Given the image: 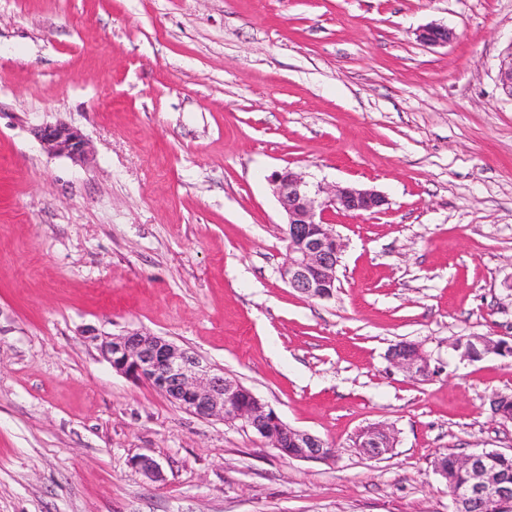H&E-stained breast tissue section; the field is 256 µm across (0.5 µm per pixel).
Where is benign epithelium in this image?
I'll list each match as a JSON object with an SVG mask.
<instances>
[{
  "label": "benign epithelium",
  "mask_w": 512,
  "mask_h": 512,
  "mask_svg": "<svg viewBox=\"0 0 512 512\" xmlns=\"http://www.w3.org/2000/svg\"><path fill=\"white\" fill-rule=\"evenodd\" d=\"M454 34L442 25L419 31V40L429 46H444ZM36 138L51 154L75 161L88 154V144L76 128L58 121L35 129ZM274 193L286 219L287 258L279 269L280 278L298 293L329 300L336 293L337 267L343 243L331 217L337 214H376L384 210L387 198L374 189L346 184L325 186L312 182L290 167L270 176ZM101 355L116 371L152 385L180 408L205 419L225 422L241 420L275 447L292 446L290 457L324 459L334 456L320 437L295 429L267 404L224 370L203 361L195 353L162 336L139 330L122 335L92 333ZM390 364L414 378L430 371L427 354L416 343H400L388 351ZM395 435L382 425L359 434L358 448L371 459L391 451ZM485 448L459 459L468 480L455 493L469 504L496 500L506 512L512 509V485L485 467Z\"/></svg>",
  "instance_id": "obj_1"
}]
</instances>
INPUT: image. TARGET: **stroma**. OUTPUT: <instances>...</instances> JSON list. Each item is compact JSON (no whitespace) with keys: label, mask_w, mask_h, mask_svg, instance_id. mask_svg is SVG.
<instances>
[{"label":"stroma","mask_w":512,"mask_h":512,"mask_svg":"<svg viewBox=\"0 0 512 512\" xmlns=\"http://www.w3.org/2000/svg\"><path fill=\"white\" fill-rule=\"evenodd\" d=\"M511 51L512 0H0V512H451L435 456L512 454V357L451 348L512 342ZM59 120L85 160L36 139ZM285 166L389 200L336 217L332 299L279 276ZM91 330L193 351L334 458L180 409ZM387 358L392 366L410 374L416 379L422 375L423 370L429 372L428 378L433 374L427 354L416 343L394 345L388 351ZM417 368H420V370L417 371ZM393 443L395 435L382 425L373 426L370 432H361L358 436V448L371 459H380L388 454Z\"/></svg>","instance_id":"stroma-1"}]
</instances>
